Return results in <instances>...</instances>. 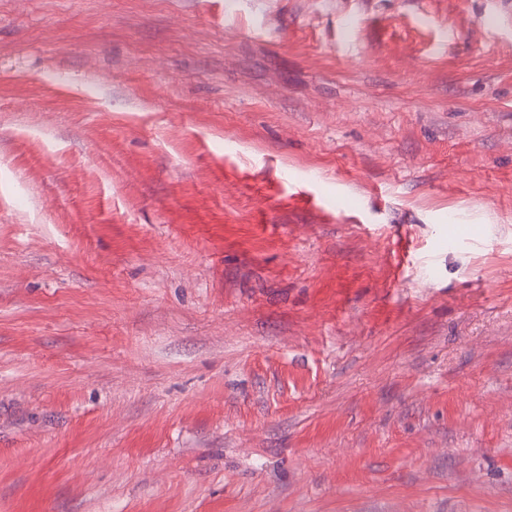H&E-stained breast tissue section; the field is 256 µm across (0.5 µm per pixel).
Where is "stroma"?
Here are the masks:
<instances>
[{
  "instance_id": "35a3bbf8",
  "label": "stroma",
  "mask_w": 512,
  "mask_h": 512,
  "mask_svg": "<svg viewBox=\"0 0 512 512\" xmlns=\"http://www.w3.org/2000/svg\"><path fill=\"white\" fill-rule=\"evenodd\" d=\"M0 512H512V0H0Z\"/></svg>"
}]
</instances>
